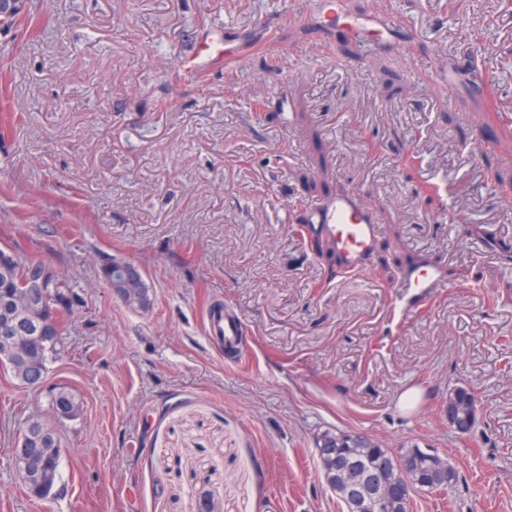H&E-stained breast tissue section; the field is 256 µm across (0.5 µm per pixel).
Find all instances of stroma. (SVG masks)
<instances>
[{"instance_id": "stroma-1", "label": "stroma", "mask_w": 512, "mask_h": 512, "mask_svg": "<svg viewBox=\"0 0 512 512\" xmlns=\"http://www.w3.org/2000/svg\"><path fill=\"white\" fill-rule=\"evenodd\" d=\"M305 2L26 0L0 26V248L66 281L47 384L80 405L56 421L61 492L35 499L11 459L53 415L0 369V512H197L205 492L220 512H345L328 431L448 458L458 483L409 512H512V0H343L325 42ZM370 14L396 45L354 37L347 16ZM218 25L249 51L189 76ZM345 192L378 218L353 272L303 221ZM429 258L447 288L396 309ZM114 261L143 305L106 282ZM217 301L241 361L204 333ZM459 386L479 400L466 435ZM477 407V401L475 395L464 387H457L449 392L448 394V413L452 416L458 412H463L467 415L472 414L473 424L476 422L477 414L473 412V409ZM475 413V414H474Z\"/></svg>"}]
</instances>
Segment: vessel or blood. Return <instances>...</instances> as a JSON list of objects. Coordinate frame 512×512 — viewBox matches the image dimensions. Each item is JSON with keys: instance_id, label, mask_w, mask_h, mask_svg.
<instances>
[{"instance_id": "obj_1", "label": "vessel or blood", "mask_w": 512, "mask_h": 512, "mask_svg": "<svg viewBox=\"0 0 512 512\" xmlns=\"http://www.w3.org/2000/svg\"><path fill=\"white\" fill-rule=\"evenodd\" d=\"M312 20L320 32H328L340 14L337 0H311ZM351 27L357 36H383L395 27L391 16L374 14L353 19ZM243 44L236 39L218 36L204 40L188 62L189 70L213 68L230 55L241 53ZM305 222L309 233L326 238L336 247L342 266L355 270L365 266L376 232V217L360 195L340 194L311 203L305 209ZM402 287L412 289L415 294L428 297L447 287L448 281L439 262L427 260L423 265L405 271L401 276ZM206 327L209 335L223 338L226 349L237 347V338L242 331L239 317L227 313L222 306L215 305L207 311Z\"/></svg>"}]
</instances>
